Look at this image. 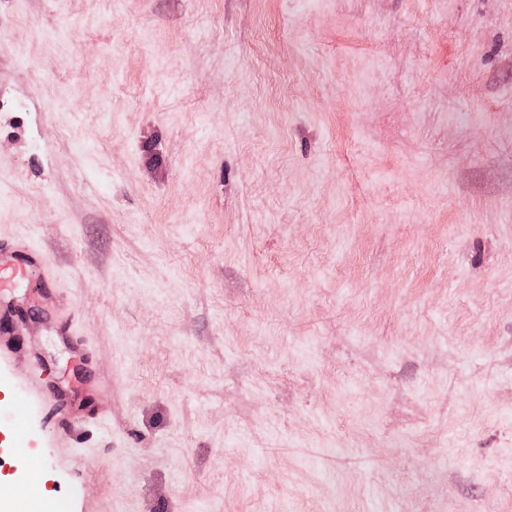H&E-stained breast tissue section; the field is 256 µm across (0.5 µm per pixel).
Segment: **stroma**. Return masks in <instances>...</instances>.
I'll return each instance as SVG.
<instances>
[{"label": "stroma", "mask_w": 512, "mask_h": 512, "mask_svg": "<svg viewBox=\"0 0 512 512\" xmlns=\"http://www.w3.org/2000/svg\"><path fill=\"white\" fill-rule=\"evenodd\" d=\"M24 238L0 504L512 512V0H0Z\"/></svg>", "instance_id": "35a3bbf8"}]
</instances>
